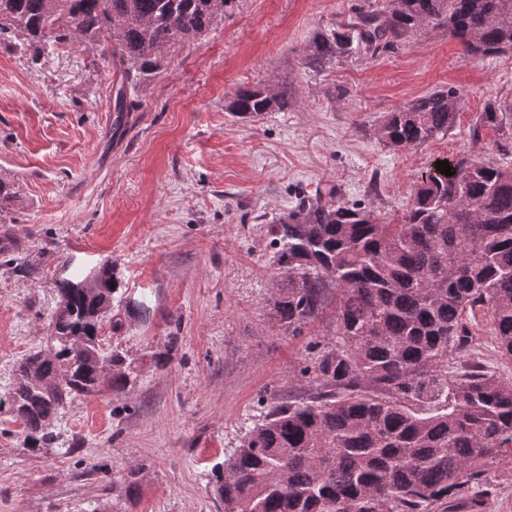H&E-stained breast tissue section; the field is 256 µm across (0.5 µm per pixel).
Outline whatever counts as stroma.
<instances>
[{
    "label": "stroma",
    "mask_w": 512,
    "mask_h": 512,
    "mask_svg": "<svg viewBox=\"0 0 512 512\" xmlns=\"http://www.w3.org/2000/svg\"><path fill=\"white\" fill-rule=\"evenodd\" d=\"M358 2L229 0L216 30L129 84L138 108L118 132L99 49L36 56L0 41V178L17 191L0 219L24 241L0 253V396L45 348L59 280L109 262L126 295L150 305L123 332L102 330L135 384L68 401L51 446L28 448L0 412V512H224L212 468L258 420L263 390L295 388L289 369L306 344L336 331L332 305L299 336L270 320L262 216L330 183L394 224L435 160L512 168V138L478 124L487 103L512 102V52L478 59L432 29L310 63L315 36ZM254 85L287 108L249 121L226 112ZM448 87L460 106L446 136L406 151L379 140L387 112ZM129 477L131 502L112 491Z\"/></svg>",
    "instance_id": "obj_1"
}]
</instances>
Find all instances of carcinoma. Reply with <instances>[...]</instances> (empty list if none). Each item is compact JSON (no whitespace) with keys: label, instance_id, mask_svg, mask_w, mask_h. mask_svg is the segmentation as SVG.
I'll list each match as a JSON object with an SVG mask.
<instances>
[{"label":"carcinoma","instance_id":"obj_1","mask_svg":"<svg viewBox=\"0 0 512 512\" xmlns=\"http://www.w3.org/2000/svg\"><path fill=\"white\" fill-rule=\"evenodd\" d=\"M227 0H0V39L38 54L76 41L103 48L121 74L114 126L137 108L127 84L171 62L176 49L224 22ZM445 27L480 57L512 50V0H362L341 30L320 34V64L357 43L377 52L429 26ZM457 90L418 97L380 122L388 147L418 148L445 135ZM288 105L255 86L225 103L238 119ZM480 124L512 131V109L488 103ZM454 175L416 180L402 222L366 205L314 194L267 224L277 279L270 319L291 336L336 295V332L307 344L291 378L303 392L259 398L250 426L211 483L224 512H484L492 472L512 468V377L477 355L472 327L486 320L512 359V171L476 156L449 160ZM54 350L19 365L6 403L32 448L52 439L67 401L125 391L134 371L103 348L145 300L125 302L113 267L91 288L57 284ZM112 365V377L101 368Z\"/></svg>","mask_w":512,"mask_h":512}]
</instances>
